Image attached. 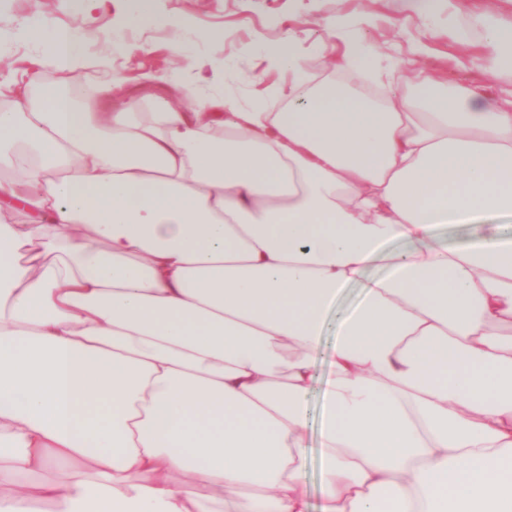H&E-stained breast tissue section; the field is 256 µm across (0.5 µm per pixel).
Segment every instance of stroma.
I'll use <instances>...</instances> for the list:
<instances>
[{
  "label": "stroma",
  "mask_w": 512,
  "mask_h": 512,
  "mask_svg": "<svg viewBox=\"0 0 512 512\" xmlns=\"http://www.w3.org/2000/svg\"><path fill=\"white\" fill-rule=\"evenodd\" d=\"M157 23L128 25L127 0H103L92 16H84L77 0H0V82L33 98L39 85L27 84L24 73L36 71L39 84L75 86L107 70L128 90L141 88L143 73L152 72L180 87L194 88L197 64L211 59L217 66L213 91L245 103L263 99L272 111L287 105L291 73L271 66L265 47L291 40L307 58L318 82L344 81L361 87L362 77L320 64V52L339 57L349 42L375 46L396 72L386 94L402 93L404 77L415 70L435 74L456 85L484 83L498 87L508 72L491 76L464 64L479 50L482 31L470 28L467 14H449L439 0L432 18L408 7V0H151ZM46 30L71 29L85 45L77 70L54 66L49 44H34L23 32L28 25ZM219 29L224 39L209 43L203 31Z\"/></svg>",
  "instance_id": "obj_1"
}]
</instances>
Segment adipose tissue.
Returning a JSON list of instances; mask_svg holds the SVG:
<instances>
[{
	"instance_id": "obj_1",
	"label": "adipose tissue",
	"mask_w": 512,
	"mask_h": 512,
	"mask_svg": "<svg viewBox=\"0 0 512 512\" xmlns=\"http://www.w3.org/2000/svg\"><path fill=\"white\" fill-rule=\"evenodd\" d=\"M484 47L512 69V22ZM269 58L278 112L106 75L0 110V512H310L315 391L320 512H512V86L378 102ZM318 409L317 392L309 398V415L311 419L310 430V449L307 467L304 471L302 482L311 502V512H318L321 499V478H320V458L318 454L317 432L315 426V417Z\"/></svg>"
}]
</instances>
